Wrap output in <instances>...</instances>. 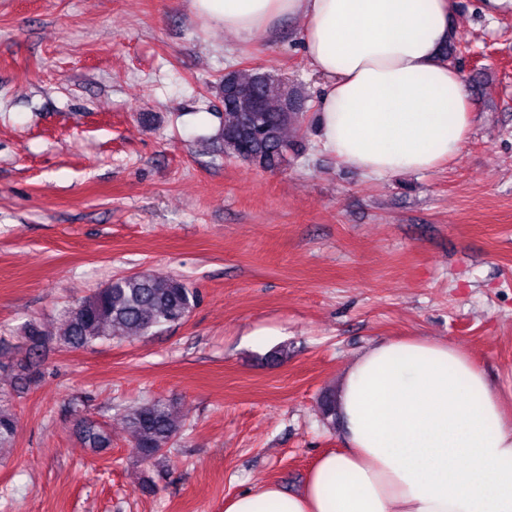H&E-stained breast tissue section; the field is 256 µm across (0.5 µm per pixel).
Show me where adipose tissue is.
<instances>
[{
	"mask_svg": "<svg viewBox=\"0 0 512 512\" xmlns=\"http://www.w3.org/2000/svg\"><path fill=\"white\" fill-rule=\"evenodd\" d=\"M245 44L303 22L323 81L326 152L367 177L426 173L457 157L470 93L440 55L451 0H191ZM343 446L320 455L300 492L268 482L224 512H512V414L456 345L386 339L345 368L336 397Z\"/></svg>",
	"mask_w": 512,
	"mask_h": 512,
	"instance_id": "1",
	"label": "adipose tissue"
}]
</instances>
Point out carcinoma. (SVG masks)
I'll use <instances>...</instances> for the list:
<instances>
[{
	"label": "carcinoma",
	"instance_id": "obj_1",
	"mask_svg": "<svg viewBox=\"0 0 512 512\" xmlns=\"http://www.w3.org/2000/svg\"><path fill=\"white\" fill-rule=\"evenodd\" d=\"M263 111H251L253 97ZM308 96L299 86L285 88L283 80L259 69H238L224 88V112L217 139L224 155L238 158L266 171L288 167L293 148L291 132L308 111ZM198 302V293L176 276L135 272L116 277L92 296L67 306L61 313L56 334L45 336L39 327H26L30 349L49 342L62 348L89 347L98 340L158 334L184 322ZM71 414L80 422L85 442L91 448H107L106 429L85 417L84 407L72 402ZM18 416L4 391H0V449L11 445ZM134 438L133 449L144 462L165 456L183 425L173 404L150 399L134 406L126 415Z\"/></svg>",
	"mask_w": 512,
	"mask_h": 512
}]
</instances>
